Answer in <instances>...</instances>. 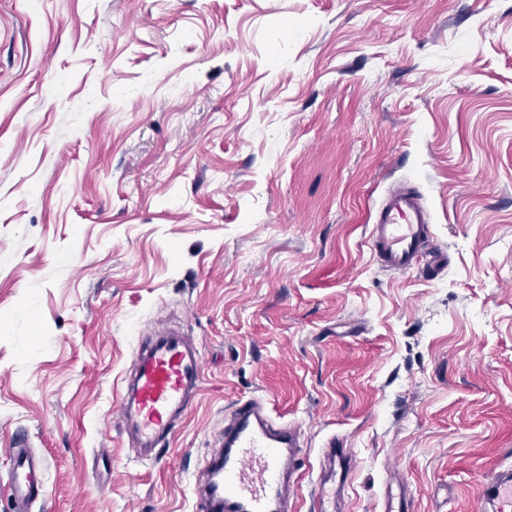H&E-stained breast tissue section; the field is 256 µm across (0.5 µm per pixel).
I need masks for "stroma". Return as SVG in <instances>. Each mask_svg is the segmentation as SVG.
Here are the masks:
<instances>
[{"label":"stroma","instance_id":"1","mask_svg":"<svg viewBox=\"0 0 512 512\" xmlns=\"http://www.w3.org/2000/svg\"><path fill=\"white\" fill-rule=\"evenodd\" d=\"M415 186L449 264L381 267ZM200 393L151 458L117 428L158 318ZM260 397L354 454L341 512H480L512 468V0H0V489L32 512H193ZM11 468L5 493L13 503V512H29L44 488L48 464L18 440L9 448Z\"/></svg>","mask_w":512,"mask_h":512}]
</instances>
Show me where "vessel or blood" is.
Returning <instances> with one entry per match:
<instances>
[{
  "label": "vessel or blood",
  "mask_w": 512,
  "mask_h": 512,
  "mask_svg": "<svg viewBox=\"0 0 512 512\" xmlns=\"http://www.w3.org/2000/svg\"><path fill=\"white\" fill-rule=\"evenodd\" d=\"M431 212L408 185L391 190L379 205L369 230L380 263L395 273L423 268L438 276L448 267V251L430 237ZM202 381V361L191 341L168 328L146 337L133 354L131 377L120 395L122 431L131 433L147 455L171 436L191 410ZM303 446L296 427L277 420L257 398L239 401L197 490L196 512H292L299 488ZM5 492L13 512H29L44 488L48 464L22 441L10 450ZM353 454L341 441L322 451L315 479L313 512H336L349 487ZM482 512H512V471L496 470L479 490Z\"/></svg>",
  "instance_id": "obj_1"
}]
</instances>
